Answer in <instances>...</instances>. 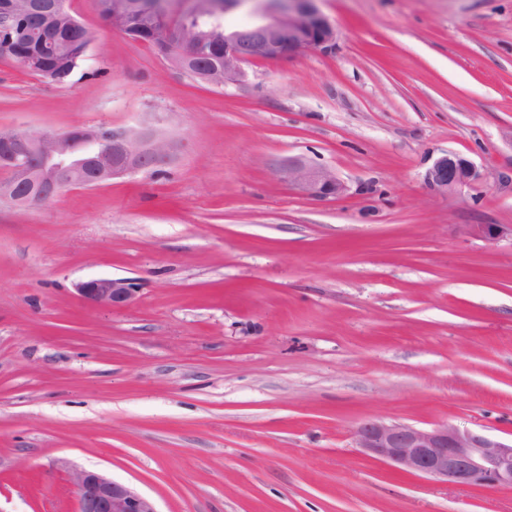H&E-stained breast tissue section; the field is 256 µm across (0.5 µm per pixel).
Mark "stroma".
<instances>
[{"label":"stroma","mask_w":512,"mask_h":512,"mask_svg":"<svg viewBox=\"0 0 512 512\" xmlns=\"http://www.w3.org/2000/svg\"><path fill=\"white\" fill-rule=\"evenodd\" d=\"M318 6L331 51L223 86L93 0H66L92 36L68 82L0 57V128L176 143L162 171L0 203V512H76L77 470L159 512H512L510 488L400 475L353 436H512V0ZM450 152L482 178L439 193ZM297 156L345 192L284 181ZM102 276L139 301H80ZM137 283L124 277H93L74 285L77 297L96 307L124 309L137 302Z\"/></svg>","instance_id":"35a3bbf8"}]
</instances>
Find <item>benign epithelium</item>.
<instances>
[{"instance_id": "1", "label": "benign epithelium", "mask_w": 512, "mask_h": 512, "mask_svg": "<svg viewBox=\"0 0 512 512\" xmlns=\"http://www.w3.org/2000/svg\"><path fill=\"white\" fill-rule=\"evenodd\" d=\"M253 4L251 25L221 32L219 14L208 30L179 25L185 7L157 0L161 14L157 48L176 63L198 55L207 43L224 34L223 64H211L195 73L205 82L226 85L238 81L243 65L256 60H286L308 52L326 51L336 41V30L321 12L317 0H224L221 12ZM79 21L65 8V0H0V56L10 57L23 41L56 43L55 26ZM175 145L156 129L114 128L110 125L73 126L64 131L0 130V199L17 207L50 203L67 188H96L138 171L168 164ZM280 173L304 194L327 199L345 191L327 169L307 160L288 159ZM477 168L467 159L448 153L428 172L431 188L454 191L478 180ZM77 297L96 307L124 309L139 298L137 283L124 277H93L74 285ZM357 447L370 458L390 465L406 476L488 488L512 487V439L481 429H460L449 423L420 428L381 419L362 420L354 430ZM77 512H158L155 501L128 485L85 470L72 474Z\"/></svg>"}]
</instances>
